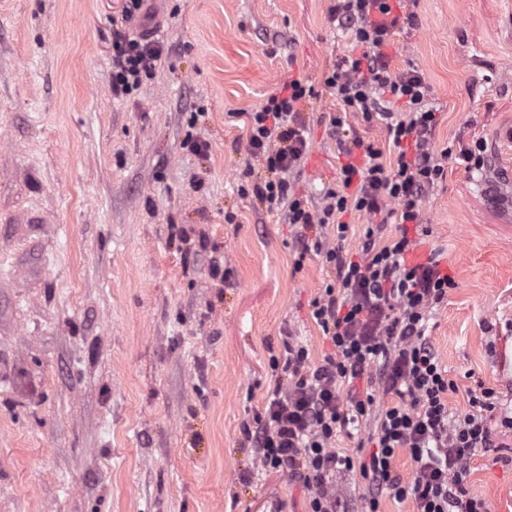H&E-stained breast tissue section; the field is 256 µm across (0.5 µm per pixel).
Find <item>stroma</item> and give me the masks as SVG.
<instances>
[{"mask_svg":"<svg viewBox=\"0 0 512 512\" xmlns=\"http://www.w3.org/2000/svg\"><path fill=\"white\" fill-rule=\"evenodd\" d=\"M336 0H162L143 28L169 48L112 94L123 0H0V512H303L242 429L262 412L284 336L320 361L312 302L334 276L249 193L248 115L302 74L311 148L291 176L319 203L341 161L329 126L388 146L324 85L351 53ZM393 70L420 71L436 149L485 140L425 198L456 282L427 336L459 390L512 411V0H406ZM208 143L206 154L186 138ZM224 262L225 280L210 273ZM468 487L512 512V464L477 453ZM454 160L461 161L456 163L464 166L468 172L482 174L488 166L487 146L481 139H477L471 145L461 147Z\"/></svg>","mask_w":512,"mask_h":512,"instance_id":"35a3bbf8","label":"stroma"}]
</instances>
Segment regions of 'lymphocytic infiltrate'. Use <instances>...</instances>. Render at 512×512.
Segmentation results:
<instances>
[{"instance_id":"obj_1","label":"lymphocytic infiltrate","mask_w":512,"mask_h":512,"mask_svg":"<svg viewBox=\"0 0 512 512\" xmlns=\"http://www.w3.org/2000/svg\"><path fill=\"white\" fill-rule=\"evenodd\" d=\"M147 0H124L112 30V92L135 95L160 65L168 49L161 38L143 32ZM353 38L354 55L334 66L324 83L346 107L366 120L388 122L394 160L363 140L343 146L346 157L335 185L322 190L320 206L297 194L290 176L311 148L307 126L297 110L313 96L303 76L289 77L250 113L244 151L263 170L251 185L267 211L283 215L303 230L330 228L334 244L295 240L300 254L322 253L335 270L312 303V317L331 345L321 363L295 337L282 340L284 353L273 359L271 385L262 414L244 435L263 470L282 472L307 493L305 512H339L336 476L359 472L367 481L368 512H380L381 496L411 500L414 512H487L470 495L467 478L476 452L498 451V433L512 432V415H498L495 389L468 390L469 409L451 414L448 396L457 392L438 352L428 341L434 308L448 300L455 280L436 257L411 260L426 235L422 204L446 177L445 160L457 158L468 172H484L482 140L452 152L434 151L438 124L427 107L428 86L415 70L393 72L386 48L401 21L390 0H339L333 9ZM405 107L394 114L396 104ZM367 220L358 255L341 246L349 225L346 213ZM397 224V237L381 243L383 225ZM390 397L387 405L378 396ZM367 430L357 456L339 453L338 433ZM412 462L408 476L396 469L399 453Z\"/></svg>"}]
</instances>
